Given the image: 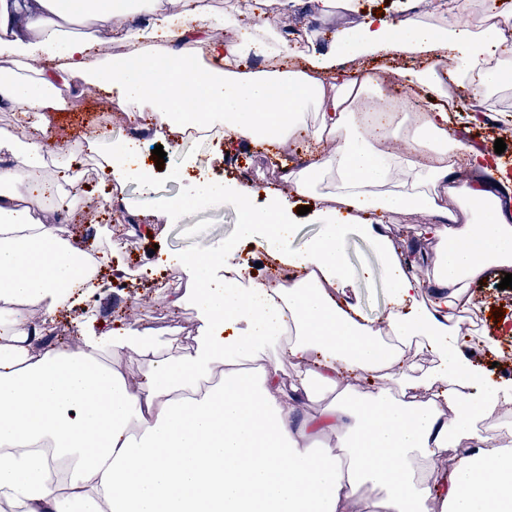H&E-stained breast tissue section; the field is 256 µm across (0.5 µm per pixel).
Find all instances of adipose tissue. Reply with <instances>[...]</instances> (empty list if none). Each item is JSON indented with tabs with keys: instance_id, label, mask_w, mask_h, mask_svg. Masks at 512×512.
<instances>
[{
	"instance_id": "1",
	"label": "adipose tissue",
	"mask_w": 512,
	"mask_h": 512,
	"mask_svg": "<svg viewBox=\"0 0 512 512\" xmlns=\"http://www.w3.org/2000/svg\"><path fill=\"white\" fill-rule=\"evenodd\" d=\"M278 3L251 0L260 21L243 30L239 0L218 15L204 0H0V110L35 119L23 137L0 127V155L12 161L0 168V503L10 512H512V431L488 447L477 429L512 405V381L452 346L472 285L512 268V169L449 136V116H475L449 103L443 73L450 60L475 96L499 89L512 17L497 0H439L433 23L414 0L400 20L360 14L356 0H315L323 15L350 17L356 39L288 45L273 22ZM75 21L86 32L70 31ZM249 54L263 58L260 70L242 65ZM289 55L306 66L285 65ZM368 55L431 64L394 85L387 69L361 68ZM176 56L188 70L165 68ZM31 64L33 77L17 79ZM75 74L107 82L122 111H150L145 142L172 144L193 126L284 153L306 137L311 161L288 172L287 191L226 190L240 237L292 269L291 281L248 274L230 245L185 255L187 284L168 299L197 310L194 344L127 327L42 344L68 301L96 287L76 249L24 207L93 205L47 162L53 91ZM86 151L116 184L151 193L131 152L98 139ZM322 183L326 231L293 248L290 202ZM411 209L430 216L425 234L456 242L432 309L418 310L423 281L381 237L389 313L376 321L337 305L351 230L340 211L389 222ZM460 210L468 224L446 232ZM120 353L136 356L137 377L113 367ZM281 353L299 368L288 383ZM326 391L334 400L301 416ZM325 434L338 451L314 449ZM50 448L69 463L64 479Z\"/></svg>"
}]
</instances>
